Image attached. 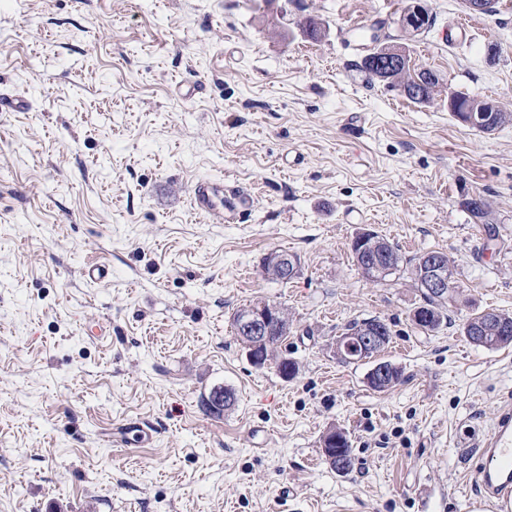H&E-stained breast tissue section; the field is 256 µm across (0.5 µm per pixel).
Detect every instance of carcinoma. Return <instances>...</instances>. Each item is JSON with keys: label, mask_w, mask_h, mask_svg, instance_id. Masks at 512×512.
<instances>
[{"label": "carcinoma", "mask_w": 512, "mask_h": 512, "mask_svg": "<svg viewBox=\"0 0 512 512\" xmlns=\"http://www.w3.org/2000/svg\"><path fill=\"white\" fill-rule=\"evenodd\" d=\"M308 39L312 41H319L324 36V28L322 24L311 17H306L298 23ZM369 41L372 47L368 50L366 56L362 59L360 69L362 72L369 75L371 79H377L385 82L391 86L401 88L405 96L414 103H424L432 98L435 88L439 85V77L436 72L431 69L416 70L410 66V55L404 53L403 60L399 65L395 66L389 75H384L382 70L376 63V59L384 58L387 51L395 46H400L402 49H407L406 44L397 42L391 39L390 36L384 37L377 33H372L369 36ZM512 123V112H508L501 108L498 104H492V112L490 120L486 122L476 121L469 125V128L475 129L482 133L494 132L500 127ZM467 208L471 216L475 219V223L481 224L485 221L488 204L482 197L478 196L470 198L466 202ZM371 241L374 243H382L388 249L395 253L394 261L387 266V271L377 272L372 270V267L367 265L365 257L372 249H367L364 253H359L358 250H353L356 266L361 270L362 274L374 280H384L389 276L395 275L401 271L402 257L398 254V249L394 248L385 239L379 237L377 234H370ZM459 293V286L454 278H449L448 292L443 295H434L428 293L426 290H421L422 303L415 307L413 313H428L432 316V320L417 321L412 320L413 325L423 332H435L440 329L446 322L448 315L446 307L448 301L452 300ZM366 321L354 320L348 323L342 329V332L336 336V356L343 362L351 363L353 359L349 356L342 355V344L349 336L358 334ZM501 325L512 326V314L496 310H483L472 314L465 323H463L461 333L466 340L476 346L486 348L488 350L505 348L512 345V335L504 338L498 332V327ZM287 340V337L278 338L277 342L271 345H259L255 348L249 344H244L245 349H254V352L264 356L267 360L273 362L279 373H284L287 377H293L297 371V363L293 360L286 362L282 361L281 357L277 354V348L280 344ZM403 376V371L397 366H392L388 370L387 376L379 383L367 381L368 387L373 391H386L397 385ZM336 437L342 440V448L344 451L333 460L328 461L330 467L338 473L346 474L352 469V455L351 445L347 434L344 430L336 429Z\"/></svg>", "instance_id": "cac0c4a2"}]
</instances>
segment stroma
Masks as SVG:
<instances>
[{
  "instance_id": "obj_1",
  "label": "stroma",
  "mask_w": 512,
  "mask_h": 512,
  "mask_svg": "<svg viewBox=\"0 0 512 512\" xmlns=\"http://www.w3.org/2000/svg\"><path fill=\"white\" fill-rule=\"evenodd\" d=\"M0 0V512H482L470 445L512 401V347L461 334L512 313V124L483 134L448 110L462 92L512 112V0L472 14L425 0ZM311 17L321 41L298 26ZM382 22L425 103L368 81L353 27ZM201 177L253 195L233 224L193 215ZM482 196L485 226L466 202ZM404 258L447 253L460 294L416 329L409 273L356 269L361 231ZM297 254L286 282L263 273ZM110 267L85 282V264ZM281 306L294 378L255 367L232 326ZM384 320L404 380L366 382L331 344ZM231 388V412L206 408ZM132 420L150 432L116 445ZM344 429L353 468L325 461ZM500 325L512 326V314L496 310H483L472 314L463 323L461 333L466 340L488 350L505 348L512 345V335L503 338L497 331ZM479 333V336L475 334Z\"/></svg>"
}]
</instances>
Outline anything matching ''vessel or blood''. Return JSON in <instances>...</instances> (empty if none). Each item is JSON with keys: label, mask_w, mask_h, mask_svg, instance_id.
<instances>
[{"label": "vessel or blood", "mask_w": 512, "mask_h": 512, "mask_svg": "<svg viewBox=\"0 0 512 512\" xmlns=\"http://www.w3.org/2000/svg\"><path fill=\"white\" fill-rule=\"evenodd\" d=\"M253 202L249 191L201 178L191 187L193 211L215 224L234 223ZM475 473L485 498L499 512H512V407L498 410L492 434L476 451Z\"/></svg>", "instance_id": "b4317fda"}]
</instances>
